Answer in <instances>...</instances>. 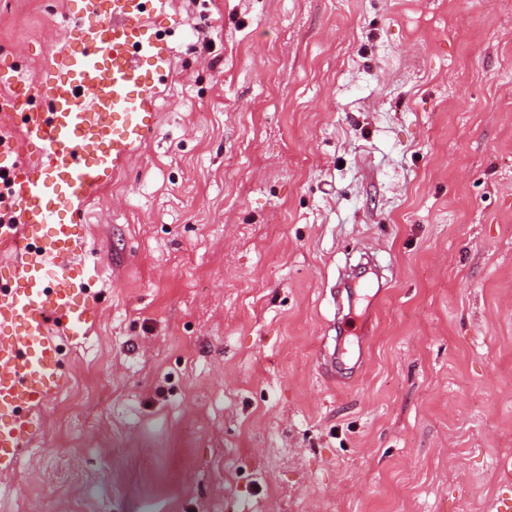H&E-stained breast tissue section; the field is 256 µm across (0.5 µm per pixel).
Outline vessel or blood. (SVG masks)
<instances>
[{
	"mask_svg": "<svg viewBox=\"0 0 512 512\" xmlns=\"http://www.w3.org/2000/svg\"><path fill=\"white\" fill-rule=\"evenodd\" d=\"M165 0H77V39L34 77L48 110L1 112L21 141L0 137V478L11 475L65 385L63 340L87 334L99 303L74 266L87 244L79 204L111 181L156 133L170 51L153 31Z\"/></svg>",
	"mask_w": 512,
	"mask_h": 512,
	"instance_id": "vessel-or-blood-1",
	"label": "vessel or blood"
}]
</instances>
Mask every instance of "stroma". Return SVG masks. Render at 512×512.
Here are the masks:
<instances>
[{
  "instance_id": "obj_1",
  "label": "stroma",
  "mask_w": 512,
  "mask_h": 512,
  "mask_svg": "<svg viewBox=\"0 0 512 512\" xmlns=\"http://www.w3.org/2000/svg\"><path fill=\"white\" fill-rule=\"evenodd\" d=\"M0 0V96L72 38ZM159 128L84 206L99 315L0 512H496L512 0H167ZM374 255L363 336L341 275Z\"/></svg>"
}]
</instances>
